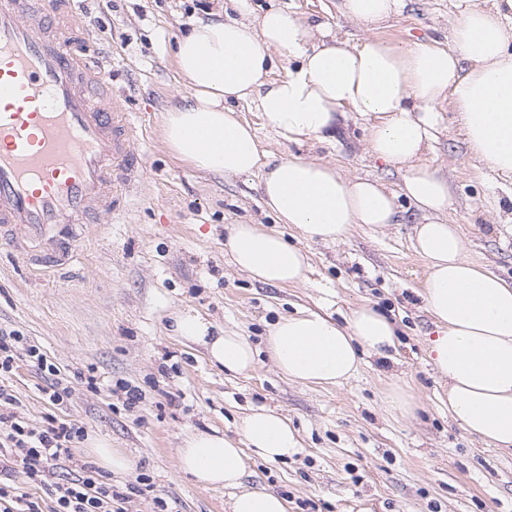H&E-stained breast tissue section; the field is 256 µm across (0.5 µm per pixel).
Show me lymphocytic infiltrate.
Wrapping results in <instances>:
<instances>
[{
  "instance_id": "lymphocytic-infiltrate-1",
  "label": "lymphocytic infiltrate",
  "mask_w": 512,
  "mask_h": 512,
  "mask_svg": "<svg viewBox=\"0 0 512 512\" xmlns=\"http://www.w3.org/2000/svg\"><path fill=\"white\" fill-rule=\"evenodd\" d=\"M22 354L47 379L44 393L49 401H62L69 393L59 367L38 345L19 331L0 330V405L9 407L8 412H0V512H129V493L114 489L93 463L80 464L67 482L56 481L57 462L71 459L72 445L84 439L85 431L76 423L52 417L33 424L13 412L17 398L4 380ZM18 467L28 489L12 481Z\"/></svg>"
}]
</instances>
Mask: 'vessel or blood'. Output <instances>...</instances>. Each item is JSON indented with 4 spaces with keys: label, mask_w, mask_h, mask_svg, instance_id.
Masks as SVG:
<instances>
[{
    "label": "vessel or blood",
    "mask_w": 512,
    "mask_h": 512,
    "mask_svg": "<svg viewBox=\"0 0 512 512\" xmlns=\"http://www.w3.org/2000/svg\"><path fill=\"white\" fill-rule=\"evenodd\" d=\"M79 28L73 0H0V240L55 268L146 172L126 101L73 48Z\"/></svg>",
    "instance_id": "vessel-or-blood-1"
}]
</instances>
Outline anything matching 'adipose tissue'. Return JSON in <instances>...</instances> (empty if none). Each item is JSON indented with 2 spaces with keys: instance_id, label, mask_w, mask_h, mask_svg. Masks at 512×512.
<instances>
[{
  "instance_id": "1",
  "label": "adipose tissue",
  "mask_w": 512,
  "mask_h": 512,
  "mask_svg": "<svg viewBox=\"0 0 512 512\" xmlns=\"http://www.w3.org/2000/svg\"><path fill=\"white\" fill-rule=\"evenodd\" d=\"M406 6L407 0H339L340 15L364 33L356 43L280 8L255 12L250 0L215 6L176 41L174 62L189 93L167 112L163 139L197 170L259 174L266 209L311 240L336 244L353 225L398 223L395 200L404 196L420 216L413 245L427 274L419 295L437 327L429 358L448 381V413L486 445L512 450V282L467 257L459 226L445 217L448 183L426 162L449 105L471 156L512 176V0H454L458 20L446 44L377 37ZM230 8L237 18L227 17ZM279 56L288 69L267 82ZM250 98L274 134L299 145L332 139L347 113L365 118L366 150L399 172L397 191L305 156L262 150L233 107ZM226 246L234 265L258 282L285 286L307 278V252L261 225H231ZM175 332L228 372L255 366L246 337L213 333L199 316L177 315ZM397 335L395 322L366 304L342 324L315 311L282 318L266 348L289 379L339 386L357 374L364 356H387ZM240 434L238 442L216 432L190 436L178 450L180 468L202 486L230 489V512H289L285 498L243 486L245 448L272 462L296 453L287 417L251 410Z\"/></svg>"
}]
</instances>
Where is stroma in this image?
I'll use <instances>...</instances> for the list:
<instances>
[{"label":"stroma","mask_w":512,"mask_h":512,"mask_svg":"<svg viewBox=\"0 0 512 512\" xmlns=\"http://www.w3.org/2000/svg\"><path fill=\"white\" fill-rule=\"evenodd\" d=\"M214 4L80 0L76 6L113 91L128 101L147 175L140 192L127 199L124 218L82 235L64 269L25 263L0 246V328L20 331L69 376V396L53 405L43 398L39 374L19 361L10 379L20 399L17 414L35 423L49 415L74 421L87 436L131 457L132 472L108 479L120 488L139 485L135 512H155L160 500L166 512H225L226 492L202 488L181 472L178 450L199 431L237 438L242 415L258 406L288 416L301 448L276 462L250 455L244 483L285 497L290 512H512V453L466 433L439 401L444 382L428 357L435 325L418 295L426 263L410 244L415 217L408 201H397L400 223L358 224L345 242L326 245L278 223L262 203L258 177L201 172L165 146V114L187 94L172 47ZM252 4L320 18L353 42L363 36L339 15L337 0ZM455 22L449 0H410L404 15L378 35L446 43ZM235 108L256 128L265 151L301 153L347 177L398 185V174L367 153L361 118L341 122L332 142L298 146L270 131L254 104ZM427 162L448 179V217L464 232L469 257L512 281V214L496 208L512 193V179L468 158L449 115ZM237 221L278 230L302 245L312 264L307 281L270 286L234 268L224 242L227 225ZM365 303L395 321V360L367 359L340 387L297 384L273 366L264 339L282 317L311 309L342 322ZM185 311L246 336L258 351L255 369L224 373L202 348L176 339L173 317ZM90 369L99 391L79 378ZM121 381L141 393L137 406L127 407L116 391ZM396 382L419 393L417 418L386 410L385 391Z\"/></svg>","instance_id":"obj_1"}]
</instances>
